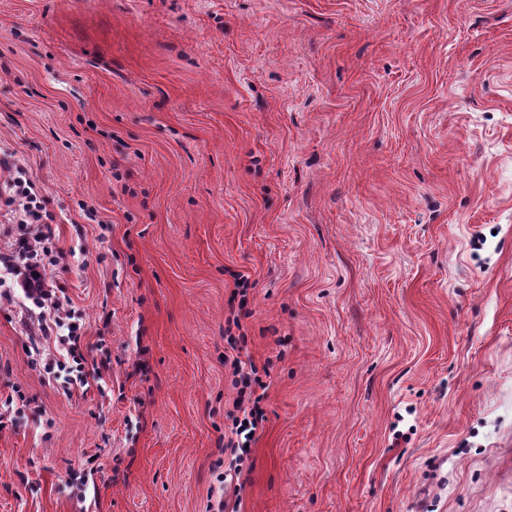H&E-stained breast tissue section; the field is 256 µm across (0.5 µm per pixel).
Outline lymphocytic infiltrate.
Wrapping results in <instances>:
<instances>
[{"mask_svg":"<svg viewBox=\"0 0 512 512\" xmlns=\"http://www.w3.org/2000/svg\"><path fill=\"white\" fill-rule=\"evenodd\" d=\"M13 197L22 204L20 221L27 227L26 233L17 238L13 248L0 252V276L18 278L25 298L39 309L40 319L33 328L30 341L33 346L47 343L57 344L74 363L76 372L93 367L102 372L110 365L109 355H102L100 361L91 363L84 356L77 325L65 324L64 314L68 300L58 295L56 289L47 286L45 275L50 266L57 262L58 252L55 241L56 227L49 222L46 201L40 195L36 184L28 178L17 177L11 182ZM232 384L238 391L236 401L243 415L232 420L233 440L226 446L231 451L247 452L249 438H252L263 420L262 395L258 390L262 382L256 366L246 365L241 359H234Z\"/></svg>","mask_w":512,"mask_h":512,"instance_id":"obj_1","label":"lymphocytic infiltrate"}]
</instances>
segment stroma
Listing matches in <instances>:
<instances>
[{
	"label": "stroma",
	"mask_w": 512,
	"mask_h": 512,
	"mask_svg": "<svg viewBox=\"0 0 512 512\" xmlns=\"http://www.w3.org/2000/svg\"><path fill=\"white\" fill-rule=\"evenodd\" d=\"M1 154L111 367L0 284V512H512V0H0ZM234 283H235V295L236 297L239 296V312L236 316L230 319H228L227 327L224 328V334L227 337L228 344L231 345V347L235 350H239V345L241 342H245L246 335L245 333L241 332L243 329V326L241 324L240 316L243 315L244 318L249 317L252 312L249 308H247L248 305V294L250 288H252V282L250 281V277L245 274L236 273L233 275ZM236 327L240 333L237 335L232 334V327ZM248 363L249 368H246L247 363L238 358L231 363L232 384L238 389L236 407L242 410L243 418L233 417L231 433L240 437V440L235 442L232 437L228 438V441L224 442V451L230 448L231 452L238 450L241 452L235 458L234 474L236 476L241 473L239 467L242 466L244 453L247 454L249 451L248 442L251 441L259 423L263 421V410L260 403L264 399L266 387L257 375L256 366L251 361ZM257 388L261 389L262 393L256 394ZM242 435H244V441L241 440Z\"/></svg>",
	"instance_id": "35a3bbf8"
}]
</instances>
